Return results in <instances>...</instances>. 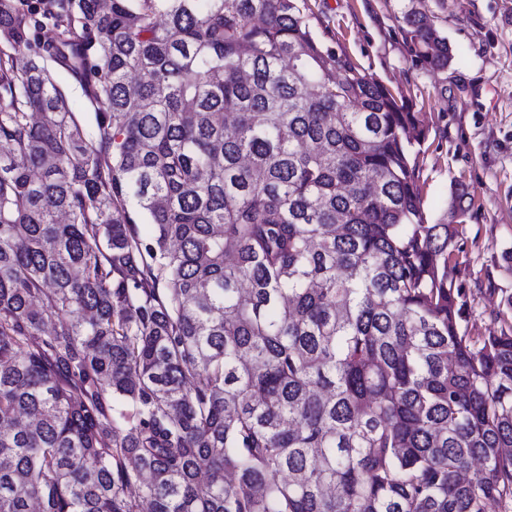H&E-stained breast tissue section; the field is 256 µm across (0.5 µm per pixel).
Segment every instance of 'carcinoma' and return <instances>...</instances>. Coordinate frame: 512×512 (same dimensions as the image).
Wrapping results in <instances>:
<instances>
[{"label":"carcinoma","instance_id":"cac0c4a2","mask_svg":"<svg viewBox=\"0 0 512 512\" xmlns=\"http://www.w3.org/2000/svg\"><path fill=\"white\" fill-rule=\"evenodd\" d=\"M427 132L298 0H0V512H512ZM53 74L67 96L72 112L88 130L92 131L95 128V107L79 83L63 71H54Z\"/></svg>","mask_w":512,"mask_h":512}]
</instances>
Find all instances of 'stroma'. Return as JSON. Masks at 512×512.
Wrapping results in <instances>:
<instances>
[{
	"label": "stroma",
	"instance_id": "obj_1",
	"mask_svg": "<svg viewBox=\"0 0 512 512\" xmlns=\"http://www.w3.org/2000/svg\"><path fill=\"white\" fill-rule=\"evenodd\" d=\"M313 36L427 116L419 187L428 223L463 214L455 279L466 324L490 334L512 294V0H303ZM425 11L448 41L447 70L412 63L404 10Z\"/></svg>",
	"mask_w": 512,
	"mask_h": 512
}]
</instances>
